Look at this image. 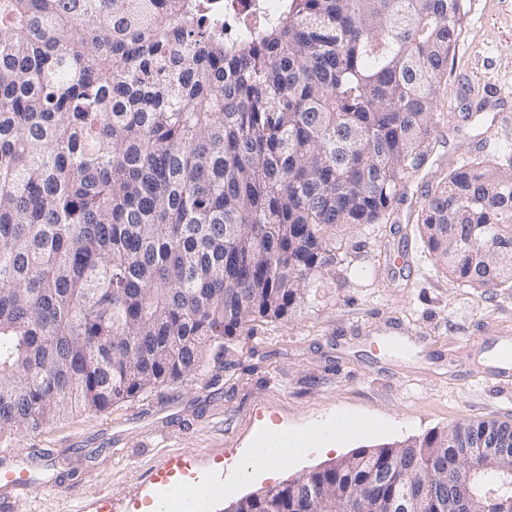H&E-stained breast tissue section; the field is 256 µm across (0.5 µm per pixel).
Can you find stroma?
I'll return each instance as SVG.
<instances>
[{
  "label": "stroma",
  "instance_id": "stroma-1",
  "mask_svg": "<svg viewBox=\"0 0 512 512\" xmlns=\"http://www.w3.org/2000/svg\"><path fill=\"white\" fill-rule=\"evenodd\" d=\"M465 9L444 109L468 104L481 116L437 131L390 220L336 233L342 263L316 300L291 320L256 323L223 362L101 412L0 431V467L33 479L11 512H95L105 497L112 512H138L175 456L197 470L223 462L224 497L210 512H224L270 485L234 467L262 431L363 422L340 449L289 455L287 477L462 419L512 423V384L489 375L512 345V288L457 282L412 219L448 170L477 157L512 166V0H465Z\"/></svg>",
  "mask_w": 512,
  "mask_h": 512
}]
</instances>
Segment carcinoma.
I'll use <instances>...</instances> for the list:
<instances>
[{
    "label": "carcinoma",
    "instance_id": "carcinoma-1",
    "mask_svg": "<svg viewBox=\"0 0 512 512\" xmlns=\"http://www.w3.org/2000/svg\"><path fill=\"white\" fill-rule=\"evenodd\" d=\"M465 0H283L215 38L200 0H0V430L104 411L288 320L425 160ZM472 288H512V169H451L417 212ZM500 253L484 250V237ZM512 423L354 452L235 512H459L440 459ZM512 464L476 475L483 490Z\"/></svg>",
    "mask_w": 512,
    "mask_h": 512
}]
</instances>
